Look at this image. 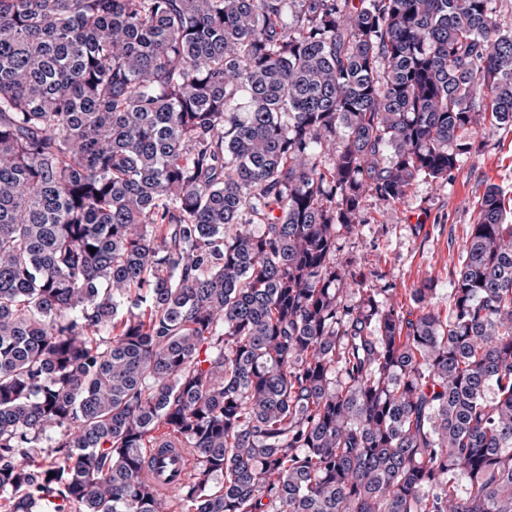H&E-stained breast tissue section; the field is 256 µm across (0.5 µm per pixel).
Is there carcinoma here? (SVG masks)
<instances>
[{"label": "carcinoma", "mask_w": 512, "mask_h": 512, "mask_svg": "<svg viewBox=\"0 0 512 512\" xmlns=\"http://www.w3.org/2000/svg\"><path fill=\"white\" fill-rule=\"evenodd\" d=\"M489 3L0 0L5 512H512L499 191L446 315L335 258L512 127Z\"/></svg>", "instance_id": "carcinoma-1"}]
</instances>
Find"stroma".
I'll return each mask as SVG.
<instances>
[{"mask_svg": "<svg viewBox=\"0 0 512 512\" xmlns=\"http://www.w3.org/2000/svg\"><path fill=\"white\" fill-rule=\"evenodd\" d=\"M471 141L447 179H417L406 199L391 204L367 198L363 224L336 240L337 261L363 272L373 287L391 289L400 302L430 283L440 310H447L460 247L485 190L498 187L512 205V128L487 125Z\"/></svg>", "mask_w": 512, "mask_h": 512, "instance_id": "35a3bbf8", "label": "stroma"}]
</instances>
